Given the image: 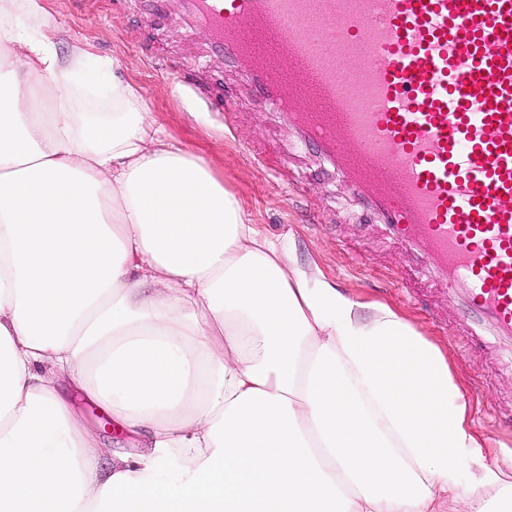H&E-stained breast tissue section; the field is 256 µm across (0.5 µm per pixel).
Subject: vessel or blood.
<instances>
[{
	"instance_id": "obj_1",
	"label": "vessel or blood",
	"mask_w": 512,
	"mask_h": 512,
	"mask_svg": "<svg viewBox=\"0 0 512 512\" xmlns=\"http://www.w3.org/2000/svg\"><path fill=\"white\" fill-rule=\"evenodd\" d=\"M176 2L478 325L512 339V0ZM355 58L353 70L340 68Z\"/></svg>"
}]
</instances>
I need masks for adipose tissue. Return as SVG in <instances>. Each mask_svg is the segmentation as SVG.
<instances>
[{"mask_svg": "<svg viewBox=\"0 0 512 512\" xmlns=\"http://www.w3.org/2000/svg\"><path fill=\"white\" fill-rule=\"evenodd\" d=\"M0 0V512H512L442 350L295 264L135 88ZM107 409L110 450L63 386ZM182 466L179 487L162 474Z\"/></svg>", "mask_w": 512, "mask_h": 512, "instance_id": "ef3b65f1", "label": "adipose tissue"}]
</instances>
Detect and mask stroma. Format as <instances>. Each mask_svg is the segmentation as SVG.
<instances>
[{
    "label": "stroma",
    "mask_w": 512,
    "mask_h": 512,
    "mask_svg": "<svg viewBox=\"0 0 512 512\" xmlns=\"http://www.w3.org/2000/svg\"><path fill=\"white\" fill-rule=\"evenodd\" d=\"M58 26L56 50L80 45L115 62L169 140L201 157L239 200L251 223L292 245L348 295L393 308L441 348L468 403L480 459L460 473L512 454V344L450 308L438 277L374 221L336 178L316 146L267 106L246 69L205 50V37L176 14L149 17L134 0H42Z\"/></svg>",
    "instance_id": "1"
}]
</instances>
